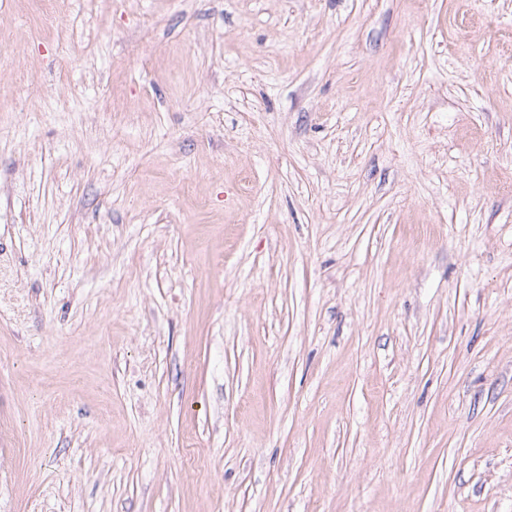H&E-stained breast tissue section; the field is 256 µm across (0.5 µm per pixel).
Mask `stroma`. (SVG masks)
Masks as SVG:
<instances>
[{"label": "stroma", "mask_w": 512, "mask_h": 512, "mask_svg": "<svg viewBox=\"0 0 512 512\" xmlns=\"http://www.w3.org/2000/svg\"><path fill=\"white\" fill-rule=\"evenodd\" d=\"M0 28V512H512V0Z\"/></svg>", "instance_id": "stroma-1"}]
</instances>
